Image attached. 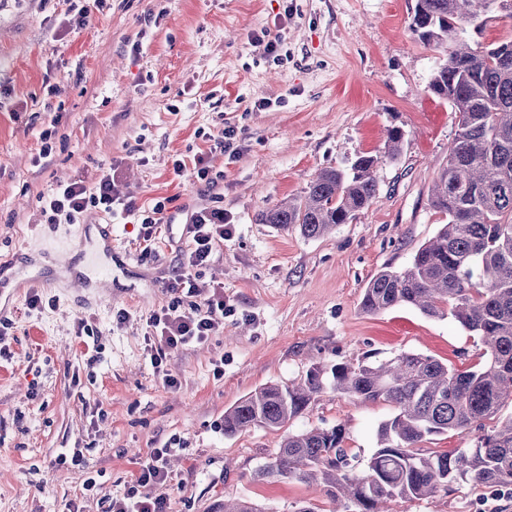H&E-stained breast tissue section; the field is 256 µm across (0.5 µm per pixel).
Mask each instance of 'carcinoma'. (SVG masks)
I'll return each mask as SVG.
<instances>
[{"label":"carcinoma","instance_id":"obj_1","mask_svg":"<svg viewBox=\"0 0 512 512\" xmlns=\"http://www.w3.org/2000/svg\"><path fill=\"white\" fill-rule=\"evenodd\" d=\"M484 0H415L410 29L445 60L430 91L459 114L448 164L438 171L430 206L448 222L401 271L382 270L365 285L369 314L405 304L428 317L452 316L482 345L483 363L459 371L430 355L401 352L386 360L312 364L297 383H268L224 412V435L279 430L330 388L394 413L378 428L379 446L362 460L346 448L347 425L311 427L283 437L254 471L258 481L292 478L316 485L331 512H393L398 500H422L453 485L512 487V416L472 448L428 451L433 435L481 429L512 400V39L470 45L462 25L487 20ZM401 127L387 129L384 151L360 152L350 168L321 170L307 190L259 215L263 224L295 225L320 238L351 224L379 189L378 168L402 153ZM224 512H263L245 499Z\"/></svg>","mask_w":512,"mask_h":512}]
</instances>
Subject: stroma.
<instances>
[{
    "mask_svg": "<svg viewBox=\"0 0 512 512\" xmlns=\"http://www.w3.org/2000/svg\"><path fill=\"white\" fill-rule=\"evenodd\" d=\"M72 0H0V512H108L154 448L175 449L168 512H213L227 498L266 512L324 494L294 479L253 473L282 434H224V412L270 383L303 377L311 363L352 362L404 351L466 369L477 337L453 318L408 305L378 315L359 307L367 281L406 268L445 217L429 205L458 114L428 85L443 61L409 27L414 0H97L84 27ZM278 44L266 55L255 38ZM406 140L378 170L369 209L328 236L262 224L258 214L301 194L317 173L381 152L387 126ZM238 152L218 150L225 128ZM52 151L41 155L42 134ZM209 154L214 187L196 178ZM185 165L174 176V161ZM148 208L166 200L156 253L142 257L137 217L88 210L74 224H47L40 196L60 181L95 189L101 167ZM222 207L232 225L199 284L224 289V328L202 344L167 351L163 387L150 360L147 320L171 299L162 283L190 248L191 212ZM111 225L112 252L75 253L90 230ZM77 254L112 289L77 288L54 258ZM43 305L30 309L32 286ZM87 319L94 336L76 334ZM392 406L345 394L317 396L290 422L298 432L345 422L352 453L369 457ZM96 477L97 490L84 487ZM512 512L498 488L397 501L395 512Z\"/></svg>",
    "mask_w": 512,
    "mask_h": 512,
    "instance_id": "stroma-1",
    "label": "stroma"
}]
</instances>
